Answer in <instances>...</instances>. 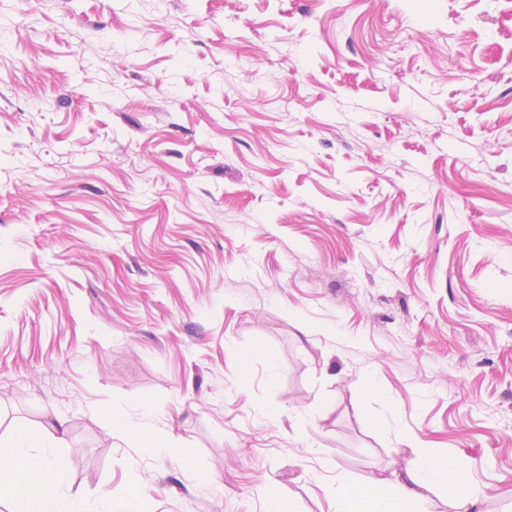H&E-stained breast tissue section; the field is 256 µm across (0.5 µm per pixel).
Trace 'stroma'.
<instances>
[{"instance_id": "35a3bbf8", "label": "stroma", "mask_w": 512, "mask_h": 512, "mask_svg": "<svg viewBox=\"0 0 512 512\" xmlns=\"http://www.w3.org/2000/svg\"><path fill=\"white\" fill-rule=\"evenodd\" d=\"M1 70L0 428L73 506L426 450L512 512V0H0Z\"/></svg>"}]
</instances>
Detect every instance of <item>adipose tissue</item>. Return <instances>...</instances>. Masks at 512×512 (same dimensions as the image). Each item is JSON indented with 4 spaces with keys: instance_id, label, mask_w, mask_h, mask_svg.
Segmentation results:
<instances>
[{
    "instance_id": "obj_1",
    "label": "adipose tissue",
    "mask_w": 512,
    "mask_h": 512,
    "mask_svg": "<svg viewBox=\"0 0 512 512\" xmlns=\"http://www.w3.org/2000/svg\"><path fill=\"white\" fill-rule=\"evenodd\" d=\"M65 423L56 421L31 428L15 426L0 434V496L12 501V512H65L56 493L67 479L65 468L48 460L45 449L65 444ZM475 459L451 460L424 453L402 472L369 485L341 484L336 488V512H426V493L448 485L450 512H484V490L475 486L471 473Z\"/></svg>"
}]
</instances>
